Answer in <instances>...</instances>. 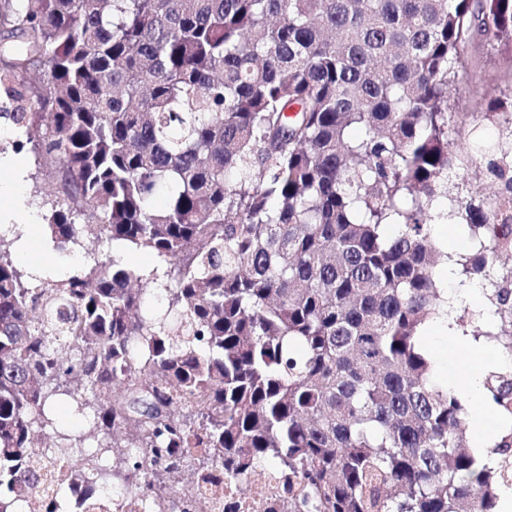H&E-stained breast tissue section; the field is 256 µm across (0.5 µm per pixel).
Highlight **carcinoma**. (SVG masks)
Listing matches in <instances>:
<instances>
[{"mask_svg": "<svg viewBox=\"0 0 512 512\" xmlns=\"http://www.w3.org/2000/svg\"><path fill=\"white\" fill-rule=\"evenodd\" d=\"M0 30V98L61 181L53 246L114 251L40 278L0 237V512L61 460L160 512L184 468L264 466L288 512H497L509 481L420 337L448 307L431 223L466 157L448 87L475 41L512 53V0H0ZM469 115L500 127L497 193L454 199L493 265L512 253V76ZM487 299L512 353V275ZM485 386L512 417V368ZM59 396L90 417L43 445Z\"/></svg>", "mask_w": 512, "mask_h": 512, "instance_id": "obj_1", "label": "carcinoma"}]
</instances>
